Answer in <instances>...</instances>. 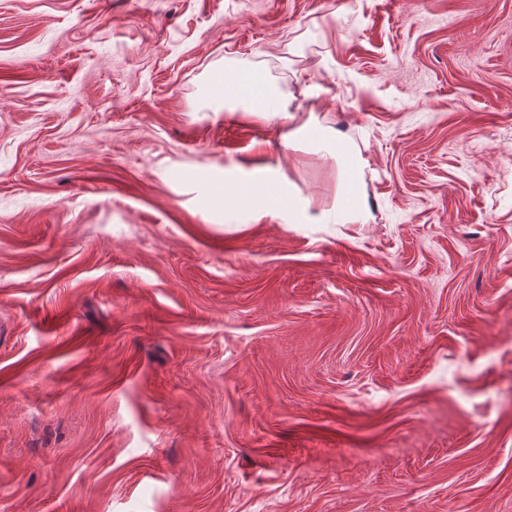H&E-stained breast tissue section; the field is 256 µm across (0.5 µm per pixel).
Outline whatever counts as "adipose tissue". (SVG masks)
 Returning <instances> with one entry per match:
<instances>
[{
  "instance_id": "adipose-tissue-1",
  "label": "adipose tissue",
  "mask_w": 512,
  "mask_h": 512,
  "mask_svg": "<svg viewBox=\"0 0 512 512\" xmlns=\"http://www.w3.org/2000/svg\"><path fill=\"white\" fill-rule=\"evenodd\" d=\"M216 92L223 97L228 111L240 109L245 114L266 120L280 117L294 121V128L283 138L285 148H295L306 138L313 141H323L327 138L325 132L310 124H296V115L291 111L290 101L285 100L277 87L266 79L255 76L253 72H225L220 78ZM335 155L340 169V180L336 200L329 215L339 224L366 221L365 197L357 179L362 161L356 153L343 146L337 147ZM224 195L228 198L247 199L263 207L282 204L293 211L304 212L310 206L309 200L301 198L294 184L284 178L272 184L260 182L248 187H228L225 188Z\"/></svg>"
}]
</instances>
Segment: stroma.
Returning <instances> with one entry per match:
<instances>
[{"label": "stroma", "mask_w": 512, "mask_h": 512, "mask_svg": "<svg viewBox=\"0 0 512 512\" xmlns=\"http://www.w3.org/2000/svg\"><path fill=\"white\" fill-rule=\"evenodd\" d=\"M0 512H512V0H0ZM214 92L219 97L224 96L227 112H237V107L241 106L243 113L265 120L274 117L296 119V113L291 111L295 98L288 95V101L285 100L277 87L257 72L225 70ZM307 136H309L308 138L313 141H323L328 139L325 132L306 122L288 131V134L283 137V146L286 149H295L298 143ZM336 139V161L340 169V180L334 206L325 213L333 217L336 224L365 222L367 212L364 192L359 186L357 171L362 166L359 156ZM224 187V198L249 199L251 203L263 207L288 206L290 210L306 212L310 206V201L301 198L294 184L286 178H280L269 185L260 182L248 187L236 185L230 188L225 183Z\"/></svg>", "instance_id": "35a3bbf8"}]
</instances>
